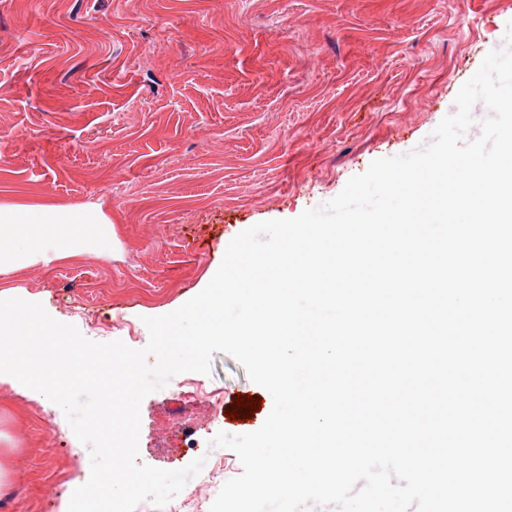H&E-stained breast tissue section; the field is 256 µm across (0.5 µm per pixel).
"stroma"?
<instances>
[{"instance_id": "obj_1", "label": "stroma", "mask_w": 512, "mask_h": 512, "mask_svg": "<svg viewBox=\"0 0 512 512\" xmlns=\"http://www.w3.org/2000/svg\"><path fill=\"white\" fill-rule=\"evenodd\" d=\"M511 21L512 0H0V203L97 204L119 242L18 268L0 291L90 340L144 347V318L194 297L238 233L324 204L428 137ZM203 381L228 405L264 392L220 352ZM178 384L143 400L139 459L206 456L179 497L210 512L216 462L228 479L243 467L209 440L257 430L271 407L215 422L196 401L190 448ZM0 429L13 441L0 512H65L90 475L70 425L0 383Z\"/></svg>"}]
</instances>
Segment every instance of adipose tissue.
Wrapping results in <instances>:
<instances>
[{
    "label": "adipose tissue",
    "mask_w": 512,
    "mask_h": 512,
    "mask_svg": "<svg viewBox=\"0 0 512 512\" xmlns=\"http://www.w3.org/2000/svg\"><path fill=\"white\" fill-rule=\"evenodd\" d=\"M116 238L100 205L0 203V275L85 251H106Z\"/></svg>",
    "instance_id": "ef3b65f1"
}]
</instances>
